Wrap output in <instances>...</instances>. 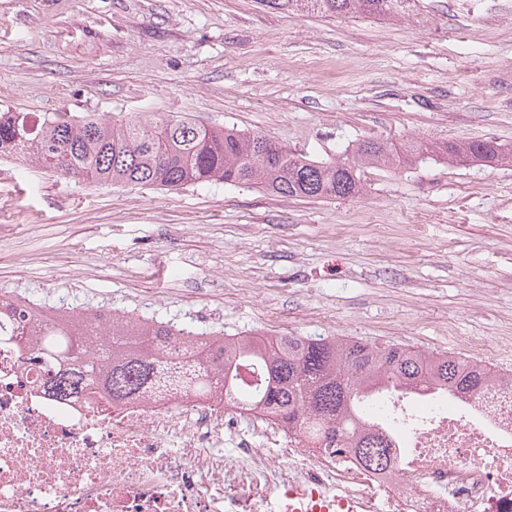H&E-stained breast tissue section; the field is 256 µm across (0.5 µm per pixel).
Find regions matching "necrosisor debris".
<instances>
[{"instance_id": "1", "label": "necrosis or debris", "mask_w": 512, "mask_h": 512, "mask_svg": "<svg viewBox=\"0 0 512 512\" xmlns=\"http://www.w3.org/2000/svg\"><path fill=\"white\" fill-rule=\"evenodd\" d=\"M47 364L0 322V512H512V398L386 404L396 466L364 470L267 420L224 458L239 410L174 389L114 403L103 389L50 399Z\"/></svg>"}]
</instances>
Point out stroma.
Masks as SVG:
<instances>
[{
    "instance_id": "35a3bbf8",
    "label": "stroma",
    "mask_w": 512,
    "mask_h": 512,
    "mask_svg": "<svg viewBox=\"0 0 512 512\" xmlns=\"http://www.w3.org/2000/svg\"><path fill=\"white\" fill-rule=\"evenodd\" d=\"M182 115L316 160L512 149V0L384 20L258 0H0V112ZM356 198L90 185L0 158V284L234 335L347 336L512 373V166L369 168Z\"/></svg>"
}]
</instances>
